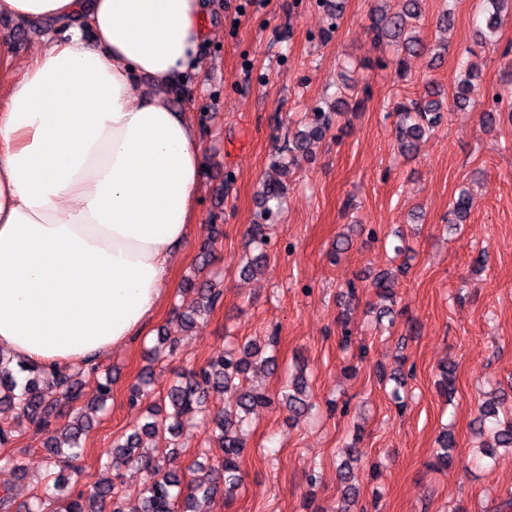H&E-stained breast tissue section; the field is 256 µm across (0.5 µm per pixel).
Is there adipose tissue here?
Here are the masks:
<instances>
[{
	"instance_id": "obj_1",
	"label": "adipose tissue",
	"mask_w": 512,
	"mask_h": 512,
	"mask_svg": "<svg viewBox=\"0 0 512 512\" xmlns=\"http://www.w3.org/2000/svg\"><path fill=\"white\" fill-rule=\"evenodd\" d=\"M0 15L68 28L21 66L0 43V350L87 368L142 335L193 232L198 131L166 91L207 37L202 4L0 0Z\"/></svg>"
}]
</instances>
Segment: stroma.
<instances>
[{
  "label": "stroma",
  "instance_id": "1",
  "mask_svg": "<svg viewBox=\"0 0 512 512\" xmlns=\"http://www.w3.org/2000/svg\"><path fill=\"white\" fill-rule=\"evenodd\" d=\"M481 0H425L417 32L421 51L406 56V79L395 76L396 50L374 44L369 28L379 8L400 0H203L210 33L198 64L177 86L172 105L196 122L203 177L190 242L173 258L169 294L143 339L114 352L107 413L93 414L83 452L71 460L82 489L103 471L100 458L115 439L142 423L178 375L215 354L253 341L272 344L280 372H252L249 385L276 395L284 375L303 363L316 409L299 421L277 406L257 408L246 427L243 485L234 499L216 494L209 512H338L344 486L337 460L357 441L375 477L360 482V504L375 512H498L512 493V452L478 458L479 406L485 392L508 393L512 411V119L487 122L490 95L512 77V16L493 43L478 36ZM451 10L448 49L435 59L436 23ZM58 29L48 20L0 18V38L26 63ZM478 66L470 105L452 101L460 69ZM440 91L443 118L413 156L394 142L396 101ZM344 96L343 114L314 141L286 178L283 209L269 228L271 247L261 274L242 270L247 230L257 223V191L289 133L316 107ZM233 183L216 188L225 174ZM473 203L452 223L450 203L462 187ZM224 235L211 240L210 227ZM349 237L335 253L339 234ZM209 247L206 276L221 280L217 306L182 331V288ZM395 276L393 324L376 321L375 274ZM358 287L346 293L348 283ZM175 337L174 352L150 362L158 331ZM350 344H343V331ZM455 365L456 392L442 397L443 364ZM153 382L138 404L129 389L145 366ZM0 457L23 472L0 468L13 512L47 497V431L25 424ZM455 440L448 469L433 467L436 439ZM164 463L184 480L199 455L218 462L202 422H186Z\"/></svg>",
  "mask_w": 512,
  "mask_h": 512
}]
</instances>
